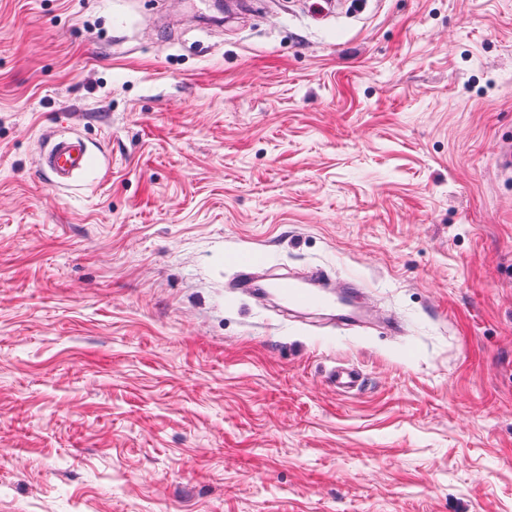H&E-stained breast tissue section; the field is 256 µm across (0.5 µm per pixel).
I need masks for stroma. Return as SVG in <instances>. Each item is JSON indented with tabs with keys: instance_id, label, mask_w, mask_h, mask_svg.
I'll return each mask as SVG.
<instances>
[{
	"instance_id": "obj_1",
	"label": "stroma",
	"mask_w": 512,
	"mask_h": 512,
	"mask_svg": "<svg viewBox=\"0 0 512 512\" xmlns=\"http://www.w3.org/2000/svg\"><path fill=\"white\" fill-rule=\"evenodd\" d=\"M510 143L512 0H0V512H512ZM91 161V152L78 136L54 140L41 157V166L58 186H67ZM264 256L262 253L258 251H251L245 254H242L237 259V264L241 270V283L245 287H251L253 281L251 276L260 270L264 266ZM267 287L297 309L319 308L326 304L327 298L320 295L315 288H308L303 282L293 278L281 279Z\"/></svg>"
}]
</instances>
